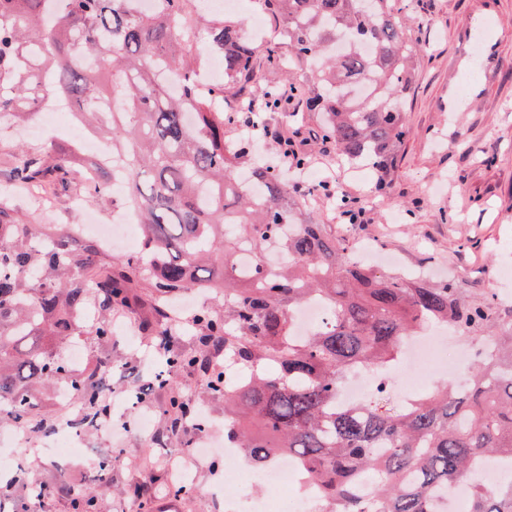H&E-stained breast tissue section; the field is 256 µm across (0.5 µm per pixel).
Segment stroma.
I'll return each instance as SVG.
<instances>
[{
	"label": "stroma",
	"mask_w": 512,
	"mask_h": 512,
	"mask_svg": "<svg viewBox=\"0 0 512 512\" xmlns=\"http://www.w3.org/2000/svg\"><path fill=\"white\" fill-rule=\"evenodd\" d=\"M490 25L499 39L495 60L497 80L489 86L474 112L448 109V67L460 56L458 33L471 18L472 0H410L411 39L427 50L420 57L408 93L405 119L409 134L398 150L385 189L375 190L371 173L340 161L331 143L317 136L316 113L303 112L301 121L287 113L271 114L269 127L305 151L307 168L318 178L339 184L350 207H363L360 223L351 224L339 208L312 198L310 217L329 225L349 250L372 245L397 258L400 266L425 269L433 278H452L477 300L500 293L512 299V0H499ZM66 116L50 123L32 116L0 131V157L17 146L36 150L52 141L66 147L70 138ZM15 211L32 224H73L85 221L86 210L110 223L124 209L122 196L87 203L77 182L58 185L54 195L32 204L28 196L12 201ZM151 316L147 298L129 309L112 312V335L101 341L82 339L85 359L110 357L112 372L105 384L112 389L106 416L80 425V440L89 448H115L120 455L108 477L79 457L60 458L48 448L65 431L76 411L56 389L40 387L38 419L49 436L28 431L30 451L14 450L16 464L34 484L51 488L70 483L74 490L102 496L103 512H145L135 494L148 486L155 491L146 512H224V496L201 498L173 490L161 460V449L190 447L197 430L171 433L169 411L173 394L213 417L206 435L224 441V400L205 397L196 373L178 374L179 389L156 385L162 368L161 348L143 322Z\"/></svg>",
	"instance_id": "1"
}]
</instances>
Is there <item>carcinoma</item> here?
Masks as SVG:
<instances>
[{
    "instance_id": "1",
    "label": "carcinoma",
    "mask_w": 512,
    "mask_h": 512,
    "mask_svg": "<svg viewBox=\"0 0 512 512\" xmlns=\"http://www.w3.org/2000/svg\"><path fill=\"white\" fill-rule=\"evenodd\" d=\"M50 0H0V117L38 108L47 96L72 100L80 116L98 119L112 152L126 159L125 201L139 224L141 248L115 258L93 238L75 245L63 224L21 221L0 197V419L22 428L38 409L33 386L54 383L85 412L107 410L93 384L112 360L73 368L49 349L18 348L37 336L112 335V310L153 301L155 335L170 344L182 334L160 300L188 288L224 293V311L201 307L190 316L199 334L192 355L166 354L160 383L191 369L203 390L224 398V430L250 449L258 466L286 453L325 512H435L439 487L470 483V512H512V479L473 476L476 462L512 461V320L501 309L469 303L453 282L416 281L367 268L326 224L301 218L297 188L281 172L252 162L250 148H224V128L262 113L288 112L284 89L268 85L262 111L240 95L253 80L257 47L243 22L197 18L212 52L224 58V79L200 95L188 36L178 27L186 0H164L156 12L136 0H62L43 23ZM281 23L295 61L322 58L311 82L292 84L296 97L320 115L322 137L338 156L378 173L383 189L407 128L403 112L417 57L407 38V8L398 0H261ZM112 74V95L96 77ZM237 102L234 112L225 100ZM59 153L20 150L12 186L28 190L62 166ZM109 166L83 178L84 198L108 195ZM275 243L288 261L266 257ZM251 249L246 269L240 247ZM318 296L330 310L320 330L292 338L294 308ZM454 325L489 338L493 350L463 384L444 382L400 409L379 385L367 400L339 401L341 379L364 368L388 374L407 336L430 325ZM224 350V373L215 367ZM377 490V508L356 495L362 481ZM74 512H99L92 494Z\"/></svg>"
}]
</instances>
